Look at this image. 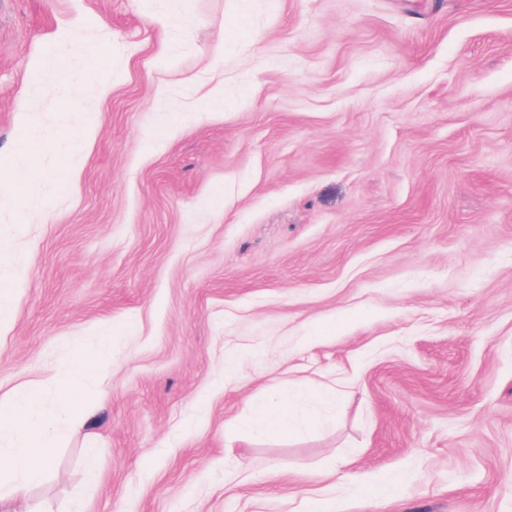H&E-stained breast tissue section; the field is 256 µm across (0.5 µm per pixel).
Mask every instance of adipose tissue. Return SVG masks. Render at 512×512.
<instances>
[{
  "instance_id": "obj_1",
  "label": "adipose tissue",
  "mask_w": 512,
  "mask_h": 512,
  "mask_svg": "<svg viewBox=\"0 0 512 512\" xmlns=\"http://www.w3.org/2000/svg\"><path fill=\"white\" fill-rule=\"evenodd\" d=\"M119 359L110 340L104 339L91 350L78 352L57 375L56 388L69 398H76L88 368L113 365ZM42 400L39 385H31L25 395L0 406V434L16 435L12 448H0V512H20L23 491L41 482L58 437L43 422L33 420L29 410ZM254 424L261 432L290 435L294 430L290 395L276 392L270 402L259 407Z\"/></svg>"
}]
</instances>
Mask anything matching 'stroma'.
<instances>
[{
  "label": "stroma",
  "instance_id": "stroma-1",
  "mask_svg": "<svg viewBox=\"0 0 512 512\" xmlns=\"http://www.w3.org/2000/svg\"><path fill=\"white\" fill-rule=\"evenodd\" d=\"M0 165L31 503L512 512V0H0ZM119 359L118 352L109 339H103L91 350L79 351L68 366L55 379L57 390L71 400L76 399L78 388L86 376V370L96 365H113ZM254 424L261 432L289 436L294 430L291 396L277 391L270 402L257 409Z\"/></svg>",
  "mask_w": 512,
  "mask_h": 512
}]
</instances>
